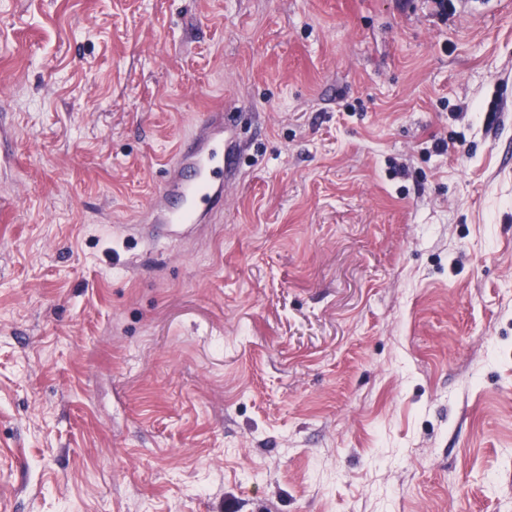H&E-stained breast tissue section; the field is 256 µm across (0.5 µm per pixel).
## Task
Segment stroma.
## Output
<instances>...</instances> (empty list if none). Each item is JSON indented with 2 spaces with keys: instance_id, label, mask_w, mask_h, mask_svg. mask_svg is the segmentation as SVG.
<instances>
[{
  "instance_id": "stroma-1",
  "label": "stroma",
  "mask_w": 512,
  "mask_h": 512,
  "mask_svg": "<svg viewBox=\"0 0 512 512\" xmlns=\"http://www.w3.org/2000/svg\"><path fill=\"white\" fill-rule=\"evenodd\" d=\"M0 107V512H512V0H0ZM212 112L200 131L179 147L175 160L147 207L151 224H202L224 210V193L235 181L239 154L231 114Z\"/></svg>"
}]
</instances>
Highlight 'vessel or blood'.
Wrapping results in <instances>:
<instances>
[{
  "instance_id": "vessel-or-blood-1",
  "label": "vessel or blood",
  "mask_w": 512,
  "mask_h": 512,
  "mask_svg": "<svg viewBox=\"0 0 512 512\" xmlns=\"http://www.w3.org/2000/svg\"><path fill=\"white\" fill-rule=\"evenodd\" d=\"M232 119L214 110L189 141L179 147L147 215L154 224L180 227L200 224L223 211L224 193L235 181L239 154Z\"/></svg>"
}]
</instances>
